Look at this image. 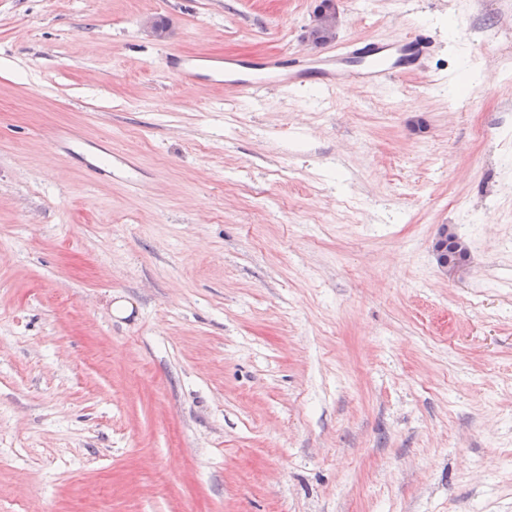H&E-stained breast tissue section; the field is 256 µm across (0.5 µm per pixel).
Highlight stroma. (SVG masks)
<instances>
[{
  "label": "stroma",
  "instance_id": "obj_1",
  "mask_svg": "<svg viewBox=\"0 0 512 512\" xmlns=\"http://www.w3.org/2000/svg\"><path fill=\"white\" fill-rule=\"evenodd\" d=\"M317 3L0 0V512H512V0ZM418 29L330 101L165 68ZM339 14L336 8V1L328 0L313 15V29L319 31L326 37L333 36L338 23ZM313 40L318 42L320 39L325 42L324 36L321 34L310 33ZM98 147L107 162L96 161V164L93 165V172L96 176L98 178H119L126 181L130 186L136 185L135 173L138 170L136 163L119 151L112 149L111 142L101 143ZM460 243L461 241L458 240L456 235L448 233V228L444 226L439 231L433 243V251L437 263L442 272L450 278L460 277L467 270L469 252L464 246L466 254L462 255L460 253L462 246L457 247ZM451 245H455L456 250H452L453 247H450Z\"/></svg>",
  "mask_w": 512,
  "mask_h": 512
}]
</instances>
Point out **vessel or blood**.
<instances>
[{"instance_id": "obj_1", "label": "vessel or blood", "mask_w": 512, "mask_h": 512, "mask_svg": "<svg viewBox=\"0 0 512 512\" xmlns=\"http://www.w3.org/2000/svg\"><path fill=\"white\" fill-rule=\"evenodd\" d=\"M429 47L428 38L420 32L404 37L392 47L374 42L345 46L341 54L361 59L362 68H340L336 65L335 57H327L318 69L319 84L324 94L331 95L349 85L375 87L392 83L416 59L422 57ZM245 67L242 60L225 58L224 80L242 91L254 93L269 85L292 87L308 70L309 64L301 58L269 56L258 63V72L251 77L245 75ZM99 150L104 159L93 166L97 177L119 178L128 184H135L138 167L132 159L113 149L108 142L101 143Z\"/></svg>"}]
</instances>
